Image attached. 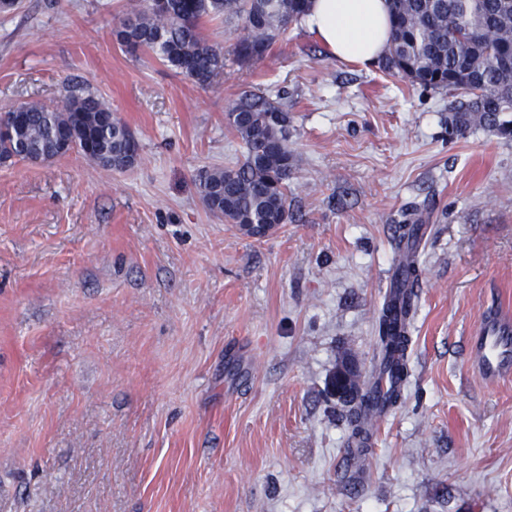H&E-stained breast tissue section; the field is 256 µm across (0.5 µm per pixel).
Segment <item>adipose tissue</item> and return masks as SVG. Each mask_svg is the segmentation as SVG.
Returning <instances> with one entry per match:
<instances>
[{"instance_id": "adipose-tissue-1", "label": "adipose tissue", "mask_w": 512, "mask_h": 512, "mask_svg": "<svg viewBox=\"0 0 512 512\" xmlns=\"http://www.w3.org/2000/svg\"><path fill=\"white\" fill-rule=\"evenodd\" d=\"M300 24L330 57L365 68L378 64L391 31L386 0H309Z\"/></svg>"}]
</instances>
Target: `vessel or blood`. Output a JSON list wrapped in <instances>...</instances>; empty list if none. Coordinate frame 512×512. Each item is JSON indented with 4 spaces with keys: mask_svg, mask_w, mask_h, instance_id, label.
<instances>
[{
    "mask_svg": "<svg viewBox=\"0 0 512 512\" xmlns=\"http://www.w3.org/2000/svg\"><path fill=\"white\" fill-rule=\"evenodd\" d=\"M474 368L490 383L512 376V319L494 315L471 338Z\"/></svg>",
    "mask_w": 512,
    "mask_h": 512,
    "instance_id": "obj_1",
    "label": "vessel or blood"
}]
</instances>
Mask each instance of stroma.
I'll use <instances>...</instances> for the list:
<instances>
[{"mask_svg":"<svg viewBox=\"0 0 512 512\" xmlns=\"http://www.w3.org/2000/svg\"><path fill=\"white\" fill-rule=\"evenodd\" d=\"M128 0L0 14V112L86 87L139 144L0 163V512H512V379L468 338L512 310V139L448 133L447 92L290 28L202 88L113 31ZM281 94L290 220L243 235L199 176L225 114ZM427 224L402 404L348 451L343 357L369 372L395 227Z\"/></svg>","mask_w":512,"mask_h":512,"instance_id":"35a3bbf8","label":"stroma"}]
</instances>
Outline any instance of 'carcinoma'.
<instances>
[{"mask_svg": "<svg viewBox=\"0 0 512 512\" xmlns=\"http://www.w3.org/2000/svg\"><path fill=\"white\" fill-rule=\"evenodd\" d=\"M308 0H143L134 3L114 30L131 54L156 55L201 87L224 74L227 61L261 62L271 46L306 11ZM391 36L381 68L412 83L447 91L448 134L483 129L512 137V0H390ZM235 21L238 35L228 59L203 34L204 22ZM90 90L63 105L29 101L0 113V163L13 159L45 162L57 157L62 130L78 124L95 152L85 157L103 168L136 162L128 155L134 135ZM241 140L244 160L202 172L207 209L228 224H286L295 157L288 146V112L272 95L246 93L225 114ZM396 238L398 280L378 318L377 359L372 374L388 378L390 389L374 401L377 387L349 394L353 453L372 436L368 418L398 405L408 383V349L414 310L412 288L419 280L420 224H401Z\"/></svg>", "mask_w": 512, "mask_h": 512, "instance_id": "1", "label": "carcinoma"}]
</instances>
